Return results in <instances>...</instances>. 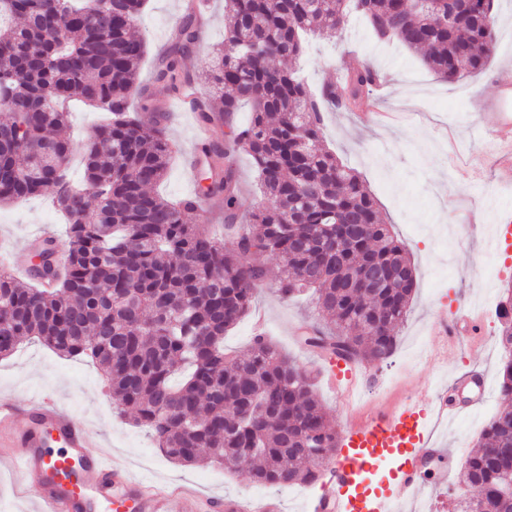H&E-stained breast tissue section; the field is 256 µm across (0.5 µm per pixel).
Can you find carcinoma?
I'll return each mask as SVG.
<instances>
[{
	"mask_svg": "<svg viewBox=\"0 0 512 512\" xmlns=\"http://www.w3.org/2000/svg\"><path fill=\"white\" fill-rule=\"evenodd\" d=\"M147 0H0V205L54 189L64 217L67 259L43 274L56 239L43 240L25 284L0 270V356L38 341L65 357H88L118 405L171 461L186 466H250L252 483L315 482L340 438L314 391V377L269 340L224 351V335L251 312L264 279L257 252L278 259L283 298L311 289L318 313L334 324L312 345L378 366L397 346L416 270L380 216L361 176L322 143L323 113L365 98L379 72L364 66L317 92L292 68L307 33L344 30L355 17L368 37L398 41L448 82L482 70L496 36L482 0H224V49L212 79L223 105L196 98L210 130L204 197L224 200V247L188 215L193 199L172 202L154 187L176 145L165 115L139 84L146 42L136 26ZM198 19L183 22L155 74L173 97L190 83L183 70ZM140 93L150 122L130 111ZM80 101L107 113L80 146L86 187L66 178L74 146L62 135ZM248 124L233 126L241 104ZM251 156L268 203L237 226L234 164ZM502 350L498 391L512 400V286L496 308ZM512 403L482 429L461 464L467 498L460 512H512Z\"/></svg>",
	"mask_w": 512,
	"mask_h": 512,
	"instance_id": "obj_1",
	"label": "carcinoma"
}]
</instances>
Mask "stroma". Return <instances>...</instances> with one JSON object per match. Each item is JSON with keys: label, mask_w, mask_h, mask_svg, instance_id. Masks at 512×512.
Masks as SVG:
<instances>
[{"label": "stroma", "mask_w": 512, "mask_h": 512, "mask_svg": "<svg viewBox=\"0 0 512 512\" xmlns=\"http://www.w3.org/2000/svg\"><path fill=\"white\" fill-rule=\"evenodd\" d=\"M186 4L187 0H147L138 22L147 44L140 69L143 86H151L164 50L187 15ZM494 5L496 52L486 70L455 83L437 78L407 49L370 43L356 20L335 38L309 39L295 63L312 90L366 64L375 66L386 82L372 109L393 114V121L374 120L356 110L329 112L323 141L361 175L383 220L404 242L416 267L410 311L388 363L376 366L351 394L332 388L327 361L298 340L303 328L324 324L312 299H281L276 293L279 262L268 255L255 258L266 271L255 308L266 316L267 335L299 364L314 369L331 422L364 419L408 401L428 405L448 394L462 374L484 373L488 400L461 409L434 432L438 446L459 459L474 448L502 405L495 308L505 286L512 283V246L495 241L499 211L512 210V188L504 187V174L491 164L497 149L512 151V133L494 139L490 126L481 125L471 107L473 98L493 93L490 69L512 64V0H494ZM223 39L224 0H209L198 41L184 61L188 80L205 99L219 96L210 75L215 47ZM163 108L172 114L167 135L180 153L157 191L166 198L189 197L195 184L185 156L198 144L196 116L179 98L164 99ZM50 199L46 193L0 206V242L14 245L20 261H29L39 231L61 223ZM472 307L482 309L485 317L478 342L463 338L451 346L433 335L436 316ZM42 391L53 394L77 420L97 431L112 456L156 481L187 484L208 498L234 495L259 500L273 494L285 512H306L308 499L320 490L314 482L272 492L253 485L243 466L228 471L209 463L184 466L169 461L134 424L131 412L116 406L105 379L87 358L62 357L38 342L0 357V397L22 399Z\"/></svg>", "instance_id": "obj_1"}]
</instances>
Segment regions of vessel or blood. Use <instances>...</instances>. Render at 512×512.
Returning a JSON list of instances; mask_svg holds the SVG:
<instances>
[{
	"instance_id": "b4317fda",
	"label": "vessel or blood",
	"mask_w": 512,
	"mask_h": 512,
	"mask_svg": "<svg viewBox=\"0 0 512 512\" xmlns=\"http://www.w3.org/2000/svg\"><path fill=\"white\" fill-rule=\"evenodd\" d=\"M495 91L477 98L474 110L491 118L498 129H512V65L492 72ZM448 342L461 333L480 334L479 316L471 311L437 322ZM332 386L353 389L362 370L340 360L331 367ZM443 418L457 414L455 404L441 398L433 408L407 403L380 411L340 431V451L323 467L318 479L322 492L308 503V512H400L414 503L431 476L428 461L440 456L425 433L429 413ZM23 431V453L10 457L18 482L34 503L35 512H172L173 501H197L198 493L184 486L161 483L134 475L130 469L100 450L97 433L74 420L49 394L17 402L0 400V433ZM397 460L386 486L372 490L360 478L378 459ZM218 512H280V500L257 504L238 497L215 500Z\"/></svg>"
}]
</instances>
